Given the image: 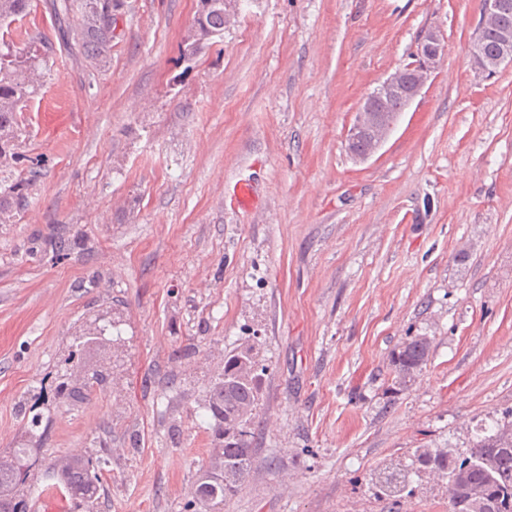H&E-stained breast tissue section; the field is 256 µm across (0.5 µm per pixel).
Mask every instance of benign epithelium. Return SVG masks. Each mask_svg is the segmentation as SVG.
I'll use <instances>...</instances> for the list:
<instances>
[{
  "instance_id": "obj_1",
  "label": "benign epithelium",
  "mask_w": 512,
  "mask_h": 512,
  "mask_svg": "<svg viewBox=\"0 0 512 512\" xmlns=\"http://www.w3.org/2000/svg\"><path fill=\"white\" fill-rule=\"evenodd\" d=\"M506 13L507 6L503 0H483L472 41L475 51L471 54L473 67L483 74L512 64V27L505 22ZM489 33L495 34L499 41V53L493 57L484 56L476 51V47ZM446 50L447 36L444 31L439 27L427 28L416 45L415 54L424 57L425 61L417 68L413 85H408L407 70L400 67L380 80L369 97L403 94L407 98V103H412L431 82ZM396 121L397 118H391L369 104L360 105L356 119L348 130L347 143L355 142L358 132L362 130L370 134L371 141L363 152L353 154L354 160L364 162L375 155L394 130Z\"/></svg>"
}]
</instances>
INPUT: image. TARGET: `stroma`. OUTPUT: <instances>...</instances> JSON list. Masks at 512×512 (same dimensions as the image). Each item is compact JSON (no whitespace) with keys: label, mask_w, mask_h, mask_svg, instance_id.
<instances>
[{"label":"stroma","mask_w":512,"mask_h":512,"mask_svg":"<svg viewBox=\"0 0 512 512\" xmlns=\"http://www.w3.org/2000/svg\"><path fill=\"white\" fill-rule=\"evenodd\" d=\"M195 3L124 0L109 64L56 47L19 117L0 193L40 169L0 213V455L27 448L39 488L105 440L99 512H205L202 406L249 341L267 368L256 461L223 512H450L444 481L385 497L376 480L512 411V65L471 64L481 0H243L188 59ZM432 26L436 78L353 160L360 103ZM54 27L33 0L9 37ZM106 310L109 350L81 338ZM416 336L429 360L395 390ZM79 371L105 377L84 401L57 390ZM430 350L431 340L426 336H417L404 343L394 355L393 387L399 390L407 388L426 366Z\"/></svg>","instance_id":"35a3bbf8"}]
</instances>
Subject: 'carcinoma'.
<instances>
[{
	"label": "carcinoma",
	"mask_w": 512,
	"mask_h": 512,
	"mask_svg": "<svg viewBox=\"0 0 512 512\" xmlns=\"http://www.w3.org/2000/svg\"><path fill=\"white\" fill-rule=\"evenodd\" d=\"M193 19L187 36L191 54L199 53L224 35V6L207 4ZM122 0H49L47 7L57 21L58 39L72 46L94 68L109 63L114 37L115 12ZM31 0H0V27L25 17ZM81 15L78 32L69 20ZM51 50L42 44L17 51L6 39L0 40V164L20 159L16 151L17 113L23 111L41 84L42 67ZM387 114L405 107L402 95L371 102ZM29 183H16L8 195L0 196V212L26 203ZM431 340L417 336L406 342L394 355L393 387L407 388L426 366ZM265 366L257 360L255 346L246 344L224 358V371L208 389L203 409L208 413L209 428L215 437L216 455L211 458L212 475L197 481L196 498L215 506L233 495L249 474L254 463L255 419ZM472 441L467 456L455 449L419 448L404 474L439 470L449 477L448 500L451 512H512V446L499 443L497 433H487ZM106 459L91 455H67L59 458L46 472V490H57L70 499L94 503L100 498V471ZM29 461L19 454L0 455V512H30V493L26 484Z\"/></svg>",
	"instance_id": "1"
}]
</instances>
